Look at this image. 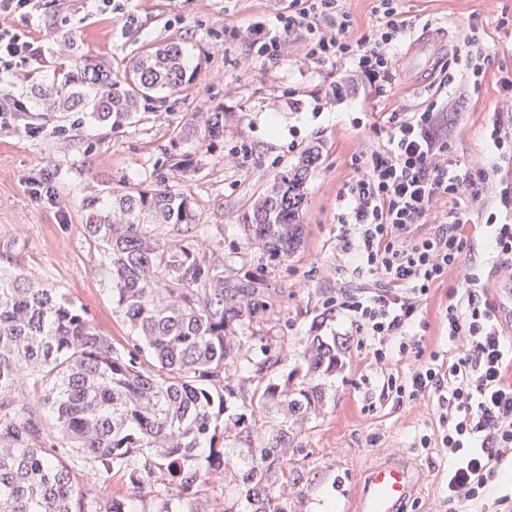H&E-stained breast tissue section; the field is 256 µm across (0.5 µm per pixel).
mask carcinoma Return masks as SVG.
<instances>
[{"mask_svg":"<svg viewBox=\"0 0 512 512\" xmlns=\"http://www.w3.org/2000/svg\"><path fill=\"white\" fill-rule=\"evenodd\" d=\"M194 80L180 44L146 55L121 77L91 60L77 74L42 87L36 99L58 112L90 110L117 129L147 101L165 100ZM211 141L224 137V113L209 112L202 127L180 132ZM319 147L277 176L243 225L273 260L300 244L299 216ZM154 183L84 199L89 236L103 249L112 301L135 334L118 349L87 311L22 271L0 269V512H101L92 491L120 473L138 493L106 512H202L213 482H227L222 512H290L285 489L301 474L285 450L293 423L319 411L325 390L270 379L250 390L235 378L244 334L256 313L252 299L266 281L231 280L228 257L217 263L202 248L207 227L194 199ZM195 231L187 242L173 232ZM343 344L310 336L301 353L307 372H334ZM44 387L43 407L26 393ZM242 403L268 422L265 445L248 451L229 478L224 445L230 436L251 444L240 413L224 425L227 403ZM158 487L147 498L139 491Z\"/></svg>","mask_w":512,"mask_h":512,"instance_id":"cac0c4a2","label":"carcinoma"}]
</instances>
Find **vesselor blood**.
Listing matches in <instances>:
<instances>
[{
  "label": "vessel or blood",
  "instance_id": "1",
  "mask_svg": "<svg viewBox=\"0 0 512 512\" xmlns=\"http://www.w3.org/2000/svg\"><path fill=\"white\" fill-rule=\"evenodd\" d=\"M438 37L427 29L414 40L411 51L403 58L402 65L413 72L425 68ZM494 319L504 330L512 331V286L503 285L494 294ZM415 491L412 470L402 463H389L373 469L365 482L358 512H404Z\"/></svg>",
  "mask_w": 512,
  "mask_h": 512
}]
</instances>
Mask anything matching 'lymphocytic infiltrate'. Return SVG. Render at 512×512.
<instances>
[{
    "instance_id": "1",
    "label": "lymphocytic infiltrate",
    "mask_w": 512,
    "mask_h": 512,
    "mask_svg": "<svg viewBox=\"0 0 512 512\" xmlns=\"http://www.w3.org/2000/svg\"><path fill=\"white\" fill-rule=\"evenodd\" d=\"M372 12L375 25L352 42L343 0H288L277 16L278 30L251 29L250 45L255 54L273 57L283 52L285 35L300 33L308 59L352 60L371 89L361 106L371 110L391 83L395 49L408 26L401 0H374ZM470 29L464 53L454 57L459 73L447 79L450 93L392 118L385 139L364 153L363 168L346 186L338 218L347 227L343 251L383 281L349 295L339 308L369 340L378 368H386L394 353L411 363L406 378L384 379L381 396H436L441 431L422 436L420 445L447 449L455 461L448 470V512L478 507L512 462V382L505 378L512 352L493 321L480 275L463 265L469 242L460 232L470 222L486 224L499 274L512 280V224L504 221L512 215V178L500 174L502 160L512 155V99L494 111L486 130L496 156L460 157L443 134L454 99L478 87L491 58L478 24ZM44 56L40 41L0 26V73L24 79L25 65ZM442 199L447 205L440 210ZM459 267L464 286L450 295L445 310L455 353L443 364L409 329L430 288Z\"/></svg>"
}]
</instances>
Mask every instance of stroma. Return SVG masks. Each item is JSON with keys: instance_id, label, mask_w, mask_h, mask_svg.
Returning <instances> with one entry per match:
<instances>
[{"instance_id": "obj_1", "label": "stroma", "mask_w": 512, "mask_h": 512, "mask_svg": "<svg viewBox=\"0 0 512 512\" xmlns=\"http://www.w3.org/2000/svg\"><path fill=\"white\" fill-rule=\"evenodd\" d=\"M286 0H129L123 14H101L93 0H63L59 16L8 18L7 23L43 39L46 59L32 63L29 77L0 91L26 95L28 111L0 129V268L20 269L82 306L97 328L122 348L132 342L129 327L112 303V282L103 250L88 237L87 196L108 197L115 188L133 190L153 174H166L171 189L195 200L208 227L205 247L213 258L233 255L238 275H263L268 291L258 315L260 341L249 342L247 359L265 351L281 360L274 377L294 374L303 382L300 353L308 337L320 334L343 342L346 353L331 374L316 376L327 397L319 414L300 423L297 445L287 458L303 473L289 489L294 512H355L367 474L388 462L410 464L416 490L406 512H443L448 494V453L423 448L422 435L439 429L432 398L397 403L379 400L383 377L371 363L343 314L326 310L327 299L374 285L377 275L357 270L341 250L344 225L337 221L339 197L356 174L355 156L384 138L392 113L425 106L443 80V65L463 43L472 17L493 53L479 87L460 100L461 117L449 130L463 157L493 150L486 127L501 100L511 93L512 32L498 19L512 18V0H404L410 29L439 30L442 50L430 68L413 77L396 68L375 110L359 106V81L337 85L331 64L307 59L295 39L278 58L255 56L241 32L260 24L276 28ZM180 43L196 75L165 104H143L121 128L86 112H46L31 98L71 69V55L96 59L113 74L155 48ZM222 111L224 137L217 141L179 138L202 113ZM321 156L311 167L300 212L303 240L283 261L248 245L242 215L281 172L297 164L308 145ZM189 160V177L169 168L171 158ZM474 245L467 264L480 273L487 292L502 286L499 259L485 245L483 224L463 226ZM457 272L431 287L413 320L412 332L427 351L453 356L444 318L448 295L460 288Z\"/></svg>"}]
</instances>
